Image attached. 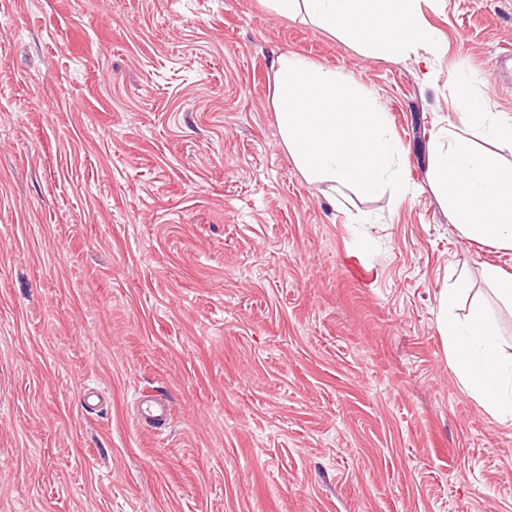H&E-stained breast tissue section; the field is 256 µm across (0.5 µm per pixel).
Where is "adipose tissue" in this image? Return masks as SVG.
Returning <instances> with one entry per match:
<instances>
[{"instance_id":"obj_1","label":"adipose tissue","mask_w":512,"mask_h":512,"mask_svg":"<svg viewBox=\"0 0 512 512\" xmlns=\"http://www.w3.org/2000/svg\"><path fill=\"white\" fill-rule=\"evenodd\" d=\"M288 17L306 11L321 27L392 57L438 55L436 31L420 0H270ZM461 132L449 133L429 169V182L462 238L512 251V164L499 153L478 151L471 132L512 152V115L488 111L484 98L467 93L457 102ZM465 273L452 276L438 297L436 324L448 359L464 389L498 423L512 426V344L485 308L468 306Z\"/></svg>"}]
</instances>
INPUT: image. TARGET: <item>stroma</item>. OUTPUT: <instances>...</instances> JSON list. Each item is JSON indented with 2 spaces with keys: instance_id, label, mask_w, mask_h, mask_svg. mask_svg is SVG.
Here are the masks:
<instances>
[{
  "instance_id": "1",
  "label": "stroma",
  "mask_w": 512,
  "mask_h": 512,
  "mask_svg": "<svg viewBox=\"0 0 512 512\" xmlns=\"http://www.w3.org/2000/svg\"><path fill=\"white\" fill-rule=\"evenodd\" d=\"M443 45L373 56L266 0L0 8V512H512V427L437 331L460 237L428 180L457 71L512 114V0H422ZM354 78L401 199L311 181L272 63ZM361 223H352V216ZM166 397L169 425L138 419Z\"/></svg>"
}]
</instances>
